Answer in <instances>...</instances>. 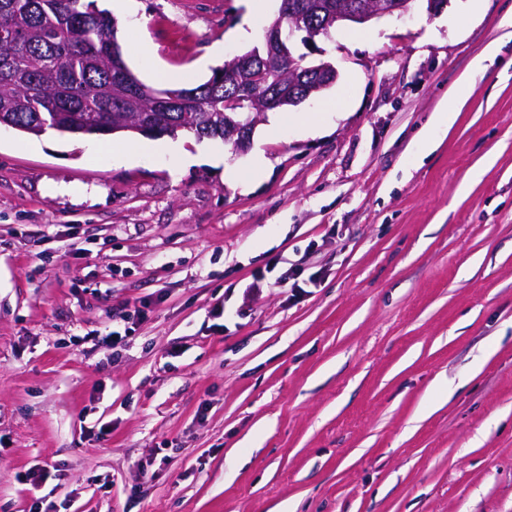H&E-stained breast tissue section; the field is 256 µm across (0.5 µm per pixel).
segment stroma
Here are the masks:
<instances>
[{
    "instance_id": "1",
    "label": "stroma",
    "mask_w": 512,
    "mask_h": 512,
    "mask_svg": "<svg viewBox=\"0 0 512 512\" xmlns=\"http://www.w3.org/2000/svg\"><path fill=\"white\" fill-rule=\"evenodd\" d=\"M279 8L133 0L117 39L141 81L195 86ZM507 17L414 0L294 40L339 79L242 154L0 127V512H512Z\"/></svg>"
}]
</instances>
